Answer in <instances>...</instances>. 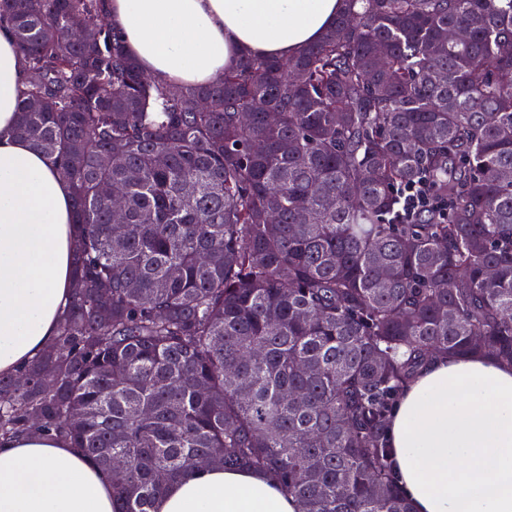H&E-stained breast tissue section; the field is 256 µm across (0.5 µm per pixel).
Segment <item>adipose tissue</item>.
Returning a JSON list of instances; mask_svg holds the SVG:
<instances>
[{"instance_id":"adipose-tissue-1","label":"adipose tissue","mask_w":512,"mask_h":512,"mask_svg":"<svg viewBox=\"0 0 512 512\" xmlns=\"http://www.w3.org/2000/svg\"><path fill=\"white\" fill-rule=\"evenodd\" d=\"M148 76L203 86L246 56L288 59L331 27L341 0H107ZM30 79L0 28V375L53 344L79 230L71 189L13 133ZM394 477L411 512H512V365L433 354L389 421ZM112 479L69 443L0 437V512H115ZM156 512H299L259 471L211 467L169 487Z\"/></svg>"}]
</instances>
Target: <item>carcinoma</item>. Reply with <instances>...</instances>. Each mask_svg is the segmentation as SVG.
Instances as JSON below:
<instances>
[{
    "label": "carcinoma",
    "mask_w": 512,
    "mask_h": 512,
    "mask_svg": "<svg viewBox=\"0 0 512 512\" xmlns=\"http://www.w3.org/2000/svg\"><path fill=\"white\" fill-rule=\"evenodd\" d=\"M105 5L0 0L34 74L14 133L70 182L80 229L56 341L0 377V435L122 461L117 512H154L205 459L269 473L301 512H411L399 393L434 352L512 363V0H344L296 56L181 90ZM418 181L447 216L394 223ZM102 193L109 199L111 206V224L114 228L123 227L125 220L126 204L124 195L112 185L107 184L103 187Z\"/></svg>",
    "instance_id": "carcinoma-1"
}]
</instances>
